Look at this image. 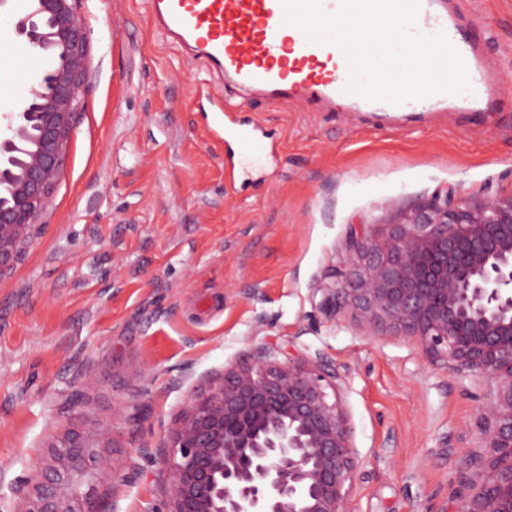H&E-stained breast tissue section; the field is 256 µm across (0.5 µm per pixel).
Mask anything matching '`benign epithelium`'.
Segmentation results:
<instances>
[{
  "label": "benign epithelium",
  "mask_w": 512,
  "mask_h": 512,
  "mask_svg": "<svg viewBox=\"0 0 512 512\" xmlns=\"http://www.w3.org/2000/svg\"><path fill=\"white\" fill-rule=\"evenodd\" d=\"M76 2L30 0L12 19L13 36L46 65L0 114V279L38 234L90 78ZM347 248L355 261L332 266L316 289L325 316L350 306L362 324L384 325L457 378L489 386L476 449L439 512H512V195L437 194L392 224L357 225ZM340 379L319 353L281 361L265 346L224 366L187 393L163 441L142 449L166 465L167 494L164 507L141 512H354L360 459L348 412L327 392ZM86 411L48 445L18 512H103L81 480L109 429L83 430Z\"/></svg>",
  "instance_id": "1"
}]
</instances>
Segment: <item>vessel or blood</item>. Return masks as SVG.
<instances>
[{"mask_svg": "<svg viewBox=\"0 0 512 512\" xmlns=\"http://www.w3.org/2000/svg\"><path fill=\"white\" fill-rule=\"evenodd\" d=\"M151 13L158 26L191 47L210 68L272 102L322 99L357 111L393 112L406 118L447 107L487 113L498 108L512 83L488 67L483 40L465 24L457 0H421L413 31L449 39L466 64L468 90L399 104L347 93L348 75L336 64L339 48L294 35L293 25L284 21L282 0H151ZM224 135L232 139L240 156L259 147L254 133L237 128L233 121H225Z\"/></svg>", "mask_w": 512, "mask_h": 512, "instance_id": "vessel-or-blood-1", "label": "vessel or blood"}]
</instances>
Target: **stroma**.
<instances>
[{"label":"stroma","instance_id":"obj_1","mask_svg":"<svg viewBox=\"0 0 512 512\" xmlns=\"http://www.w3.org/2000/svg\"><path fill=\"white\" fill-rule=\"evenodd\" d=\"M512 80V0H462ZM90 79L40 235L0 280V512H16L48 440L88 401L109 426L84 482L105 512L160 503L156 446L187 392L251 348L323 354L342 375L361 463L355 512H438L477 441L478 404L420 347L315 288L354 225L453 191L512 194V97L486 121L434 110L386 126L318 100L274 103L206 69L155 26L149 0H79ZM259 123L258 164L212 137L214 100ZM464 439L453 458L446 440Z\"/></svg>","mask_w":512,"mask_h":512}]
</instances>
